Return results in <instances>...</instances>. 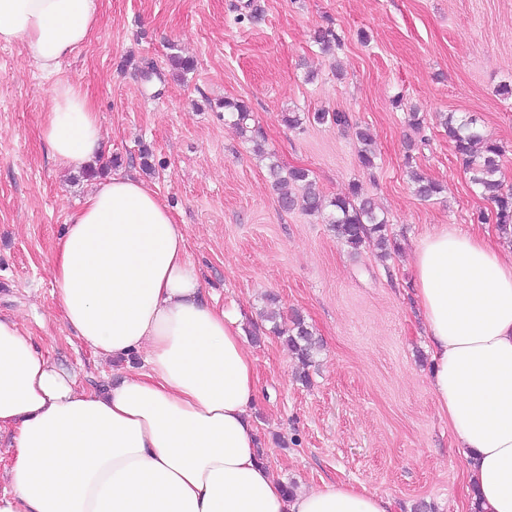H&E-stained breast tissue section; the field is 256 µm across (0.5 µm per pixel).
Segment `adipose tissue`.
<instances>
[{
    "instance_id": "ef3b65f1",
    "label": "adipose tissue",
    "mask_w": 512,
    "mask_h": 512,
    "mask_svg": "<svg viewBox=\"0 0 512 512\" xmlns=\"http://www.w3.org/2000/svg\"><path fill=\"white\" fill-rule=\"evenodd\" d=\"M99 13L100 0H0V44L23 41L56 79L42 139L65 169L103 148L88 94L56 78ZM411 261L436 406L480 512H512V260L443 225ZM51 274L84 345L144 364L106 391L81 388L0 318V430L12 429L15 450L0 512H390L387 497L343 482L288 492L263 462L241 327L207 298L182 226L146 183L117 173L96 185L70 214Z\"/></svg>"
}]
</instances>
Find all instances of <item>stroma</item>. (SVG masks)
I'll list each match as a JSON object with an SVG mask.
<instances>
[{"instance_id": "obj_1", "label": "stroma", "mask_w": 512, "mask_h": 512, "mask_svg": "<svg viewBox=\"0 0 512 512\" xmlns=\"http://www.w3.org/2000/svg\"><path fill=\"white\" fill-rule=\"evenodd\" d=\"M325 29L340 38L327 53L315 41ZM175 53L193 70L173 69ZM57 79L95 103L104 162L145 179L183 225L209 298L242 313L259 376L255 425L275 475L298 488L361 485L394 512H469L463 457L429 383L410 250L445 224L490 234L512 259V236L441 123L475 118L502 146L512 187V96L499 93L512 85V0H101L97 29L52 79L23 42L0 45V316L101 391L116 366L73 336L53 295L55 244L92 183L58 167L41 138ZM228 97L248 104L282 170L308 169L329 199L359 184L388 221L390 256L370 243L351 250L322 216L282 209L266 161L224 117ZM321 110L347 113L348 126L316 123ZM285 112L303 124L288 128ZM359 129L374 142L370 170ZM411 165L444 192L416 196ZM269 294L320 345L307 380L261 317Z\"/></svg>"}]
</instances>
